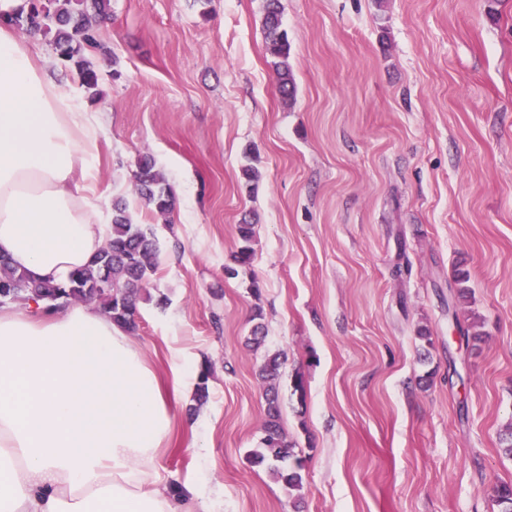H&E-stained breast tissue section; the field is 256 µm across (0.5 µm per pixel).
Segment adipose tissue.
I'll list each match as a JSON object with an SVG mask.
<instances>
[{
	"instance_id": "adipose-tissue-1",
	"label": "adipose tissue",
	"mask_w": 512,
	"mask_h": 512,
	"mask_svg": "<svg viewBox=\"0 0 512 512\" xmlns=\"http://www.w3.org/2000/svg\"><path fill=\"white\" fill-rule=\"evenodd\" d=\"M100 127L74 88L52 78L0 27V253L60 282L108 241L103 194L86 185ZM134 340L98 308L45 317L0 306V512H191L200 485H164L158 460L174 424Z\"/></svg>"
}]
</instances>
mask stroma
Returning <instances> with one entry per match:
<instances>
[{"label": "stroma", "instance_id": "35a3bbf8", "mask_svg": "<svg viewBox=\"0 0 512 512\" xmlns=\"http://www.w3.org/2000/svg\"><path fill=\"white\" fill-rule=\"evenodd\" d=\"M280 3L291 101L264 0H111L103 48L84 54L102 207L123 199L159 242L135 339L163 382L178 364L193 389L211 369L205 402L171 404L161 477L200 480L215 512H498L491 489L512 481V0ZM14 33L80 88L49 38ZM143 156L173 186L172 214L141 207ZM245 221L254 260L230 277ZM473 322L480 339L459 343ZM275 351L282 423L307 459L298 503L247 459ZM264 30L265 38L272 54L279 59L275 62L278 85L281 95L288 100L295 96L296 85L292 70L288 64L290 43L285 30L282 29L279 0H265Z\"/></svg>", "mask_w": 512, "mask_h": 512}]
</instances>
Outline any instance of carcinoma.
<instances>
[{
	"instance_id": "obj_1",
	"label": "carcinoma",
	"mask_w": 512,
	"mask_h": 512,
	"mask_svg": "<svg viewBox=\"0 0 512 512\" xmlns=\"http://www.w3.org/2000/svg\"><path fill=\"white\" fill-rule=\"evenodd\" d=\"M265 2V38L272 54L278 58L275 67L279 91L284 98L291 100L295 96L296 85L288 64L290 43L282 29L279 0ZM108 7L109 0H49L48 13L42 23L28 26L32 34L54 33L58 56L75 65L82 85L92 91L98 86V74L93 64L80 56V50L84 46H99L93 20H107ZM134 187L140 202L152 211L168 215L176 209L175 192L153 159H139ZM237 232L242 245L232 255L233 265L225 268L230 275L236 273V267L248 266L253 261L250 242L254 226L245 222L238 225ZM158 258L159 247L153 229L134 223L127 212V205L117 201L112 206L110 239L87 266L72 271L64 283L33 280L0 255V290L10 289V295L0 301H33L41 306L62 288L66 290L68 301L94 304L109 314L113 322L134 334L139 328L136 305L145 285L158 269ZM286 360V354L274 353L259 368L266 402L265 421L261 450L251 453L249 460L254 465L266 466L288 494L298 499L303 487L304 458L295 453L294 445L282 427L276 389L280 367ZM494 501L498 512H512V481H503L495 487Z\"/></svg>"
}]
</instances>
